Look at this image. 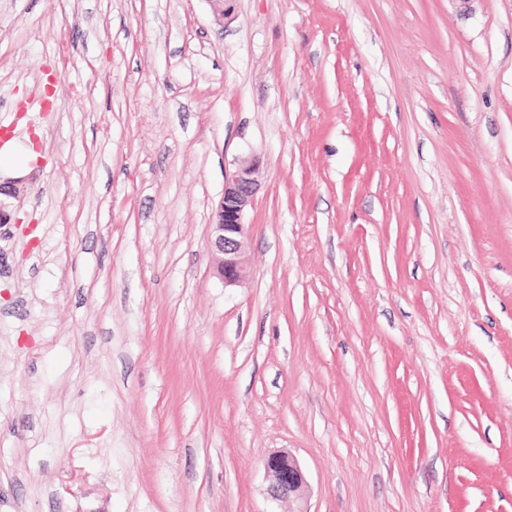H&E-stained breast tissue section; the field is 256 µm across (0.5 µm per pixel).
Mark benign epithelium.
<instances>
[{"mask_svg": "<svg viewBox=\"0 0 512 512\" xmlns=\"http://www.w3.org/2000/svg\"><path fill=\"white\" fill-rule=\"evenodd\" d=\"M262 178L261 164L255 159L224 169V194L214 213L211 243L216 258L215 272L226 287L240 286L251 277L246 251L248 225L244 222V214ZM264 469L271 499L303 498L307 480L292 455L283 451L275 452L264 460Z\"/></svg>", "mask_w": 512, "mask_h": 512, "instance_id": "benign-epithelium-1", "label": "benign epithelium"}]
</instances>
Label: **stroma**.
Instances as JSON below:
<instances>
[{
    "mask_svg": "<svg viewBox=\"0 0 512 512\" xmlns=\"http://www.w3.org/2000/svg\"><path fill=\"white\" fill-rule=\"evenodd\" d=\"M226 6L0 0V512H512V0ZM262 178L261 164L255 159L224 171V194L211 224V243L216 258L215 272L224 282V286H240L251 277L246 251L248 224L244 222V214L251 205ZM268 494L273 500H300L307 480L298 461L288 452H275L264 460Z\"/></svg>",
    "mask_w": 512,
    "mask_h": 512,
    "instance_id": "obj_1",
    "label": "stroma"
}]
</instances>
